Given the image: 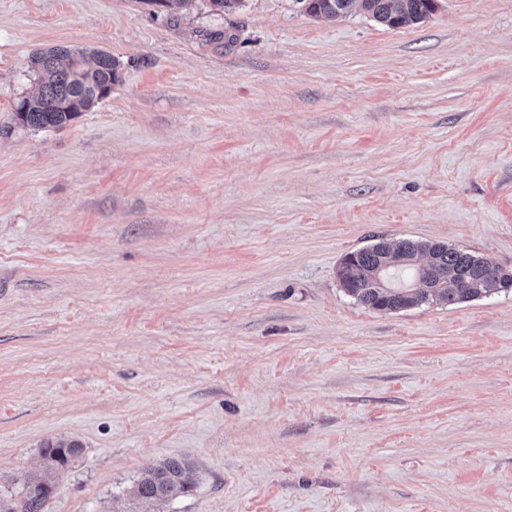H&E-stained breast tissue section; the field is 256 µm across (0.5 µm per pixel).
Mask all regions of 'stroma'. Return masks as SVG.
Segmentation results:
<instances>
[{"instance_id": "35a3bbf8", "label": "stroma", "mask_w": 512, "mask_h": 512, "mask_svg": "<svg viewBox=\"0 0 512 512\" xmlns=\"http://www.w3.org/2000/svg\"><path fill=\"white\" fill-rule=\"evenodd\" d=\"M0 0V126L51 46L118 61L59 130L0 134V495L46 512H512V291L379 312L373 239L512 269V0L390 29L296 0ZM80 450L76 442L48 441L42 450V455L48 463V467L56 471L63 470L69 460L78 454ZM192 463L171 457L145 469L135 481L130 498L134 501L172 502L185 496L192 487ZM51 482L46 476L24 479L21 497L0 499V512H45V505L51 493Z\"/></svg>"}]
</instances>
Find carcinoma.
<instances>
[{
	"label": "carcinoma",
	"mask_w": 512,
	"mask_h": 512,
	"mask_svg": "<svg viewBox=\"0 0 512 512\" xmlns=\"http://www.w3.org/2000/svg\"><path fill=\"white\" fill-rule=\"evenodd\" d=\"M377 23L390 28L416 25L434 10L435 0H297L303 10L317 18L347 15L356 2ZM117 62L108 52L54 47L36 53L30 60L33 72L41 74L36 93L16 106L8 134L14 127L34 132L61 129L102 100L116 78ZM490 262L444 242L411 238L380 239L345 254L338 269L343 291L359 304L378 311H401L423 304L455 305L509 289L495 286ZM412 272L422 287L393 286L394 272ZM75 442L49 441L42 450L48 466L64 469L78 454ZM192 463L171 457L145 469L135 481L134 501L172 502L192 487ZM51 482L45 476L24 479L20 499H0V512H45Z\"/></svg>",
	"instance_id": "cac0c4a2"
}]
</instances>
